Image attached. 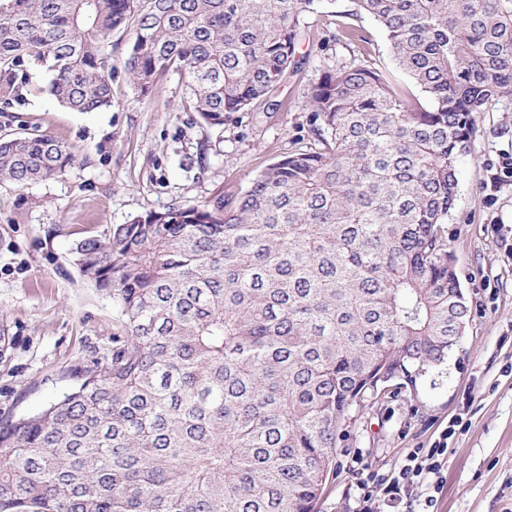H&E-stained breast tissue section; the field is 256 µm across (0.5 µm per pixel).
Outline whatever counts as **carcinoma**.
I'll return each instance as SVG.
<instances>
[{"label":"carcinoma","mask_w":512,"mask_h":512,"mask_svg":"<svg viewBox=\"0 0 512 512\" xmlns=\"http://www.w3.org/2000/svg\"><path fill=\"white\" fill-rule=\"evenodd\" d=\"M326 0H9L0 100L19 74L77 112L112 105L102 53L132 30L127 71L188 79L221 127L258 111L296 68ZM397 69L326 66L308 89L311 146L274 161L237 203L150 210L75 248L129 336L38 414L0 428V512H315L340 429L396 380L444 361L468 307L445 243L458 158L477 114L512 97V0H355ZM73 155L47 133L0 138V181L26 185Z\"/></svg>","instance_id":"1"}]
</instances>
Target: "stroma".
I'll use <instances>...</instances> for the list:
<instances>
[{
  "instance_id": "obj_1",
  "label": "stroma",
  "mask_w": 512,
  "mask_h": 512,
  "mask_svg": "<svg viewBox=\"0 0 512 512\" xmlns=\"http://www.w3.org/2000/svg\"><path fill=\"white\" fill-rule=\"evenodd\" d=\"M353 0H328L296 51L298 67L265 112H240L224 126L187 111L190 90L173 71L141 94L124 69L134 34L106 45L115 71L112 105L73 112L20 90L0 102V136L25 129L64 142L74 160L51 178L0 182V426L41 411L112 358L127 330L107 291L79 273L74 248L149 210L193 205L223 194L235 205L267 166L310 145L307 92L336 60L367 55L398 73L385 31L369 16L357 41L335 40L339 13ZM478 133L458 163V192L446 220L447 244L470 318L447 358L351 414L338 443L336 474L317 512H358L370 474L398 469L413 448H429L447 428L448 461L439 493L417 486L390 501L374 490L377 512H512V185L489 177L512 154V97L477 116Z\"/></svg>"
}]
</instances>
